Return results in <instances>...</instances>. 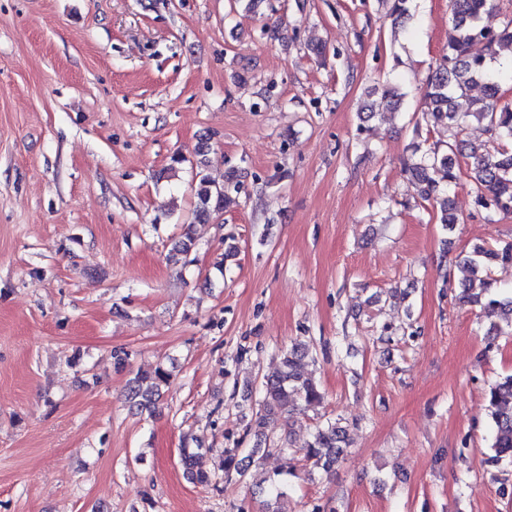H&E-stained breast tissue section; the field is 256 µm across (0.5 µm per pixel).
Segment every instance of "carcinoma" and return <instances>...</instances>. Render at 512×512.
<instances>
[{
  "label": "carcinoma",
  "instance_id": "carcinoma-1",
  "mask_svg": "<svg viewBox=\"0 0 512 512\" xmlns=\"http://www.w3.org/2000/svg\"><path fill=\"white\" fill-rule=\"evenodd\" d=\"M387 13L396 25H404L410 18L411 0H382ZM453 35L435 65L429 69L421 87L426 104V117L435 126L448 131V141L442 145L425 147L414 141L411 154L403 162V172L415 184L419 197L436 208L438 223L448 227L459 223V216L450 197L452 187L461 177L460 159L469 158L468 177L475 186V203L491 212L512 214V107L500 105L503 88L512 82V73L499 71L495 63L501 50L512 49V18L497 30L483 25L484 16L497 9L496 0H450ZM482 88V95H471L474 87ZM369 94L380 95L383 108L396 112L404 105L405 93L396 82L374 87ZM484 126L495 143L491 150L471 148L465 152L463 135L470 120ZM195 197L192 222L183 225L180 238L173 247L176 262L187 257L196 247L192 227L205 224L221 216L224 208L235 202L240 184L232 172L218 181L205 172V162H196ZM512 263V242L496 246L477 245L472 256L465 260L471 271L479 276L486 298L481 302L483 317L491 329L501 334H512V296L499 294L500 285L493 276L498 264ZM308 350L294 344L282 352V369L262 383L260 409L251 429L263 436L278 413H288L298 407H315L324 395L311 378H304L297 370ZM170 373L162 366L151 372L129 379L126 400L141 412L155 413L161 397V388L168 384ZM492 422V441L487 457L489 466L496 468L502 462L512 463V374L490 384L485 391ZM346 429L337 421L318 426L311 441L300 448L312 467L330 473L346 451ZM261 449L251 448L244 456L238 449L227 448L221 471L234 472L244 477ZM199 449L181 448V460L186 473L200 485L217 486L214 474L194 470ZM268 512L287 495L288 476L265 478Z\"/></svg>",
  "mask_w": 512,
  "mask_h": 512
}]
</instances>
